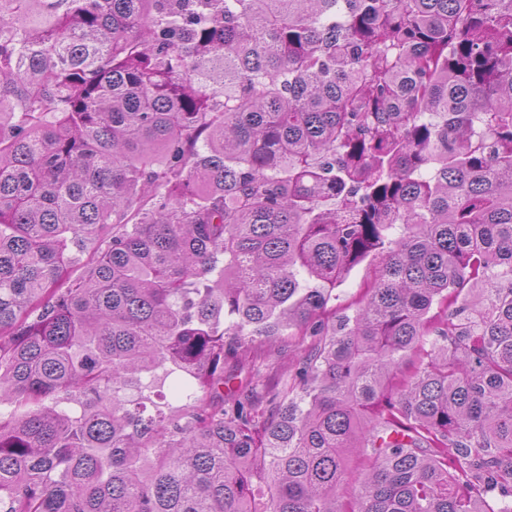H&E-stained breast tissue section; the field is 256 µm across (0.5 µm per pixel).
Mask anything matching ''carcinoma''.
Instances as JSON below:
<instances>
[{
  "instance_id": "carcinoma-1",
  "label": "carcinoma",
  "mask_w": 512,
  "mask_h": 512,
  "mask_svg": "<svg viewBox=\"0 0 512 512\" xmlns=\"http://www.w3.org/2000/svg\"><path fill=\"white\" fill-rule=\"evenodd\" d=\"M0 512H512V0H0ZM368 261L356 267L343 284L336 288V309L344 307L353 297L363 293L370 279Z\"/></svg>"
}]
</instances>
